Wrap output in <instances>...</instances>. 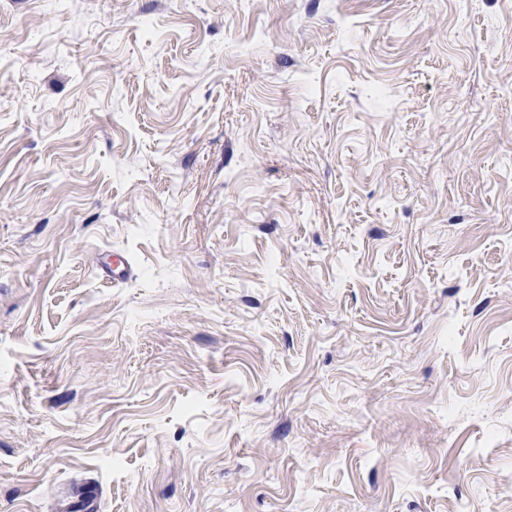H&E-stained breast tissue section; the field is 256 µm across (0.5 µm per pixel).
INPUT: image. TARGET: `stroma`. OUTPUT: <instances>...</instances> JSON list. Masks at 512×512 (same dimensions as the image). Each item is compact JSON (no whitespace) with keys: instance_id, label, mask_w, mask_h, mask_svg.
Returning <instances> with one entry per match:
<instances>
[{"instance_id":"stroma-1","label":"stroma","mask_w":512,"mask_h":512,"mask_svg":"<svg viewBox=\"0 0 512 512\" xmlns=\"http://www.w3.org/2000/svg\"><path fill=\"white\" fill-rule=\"evenodd\" d=\"M83 498L512 512V0H0V512Z\"/></svg>"}]
</instances>
